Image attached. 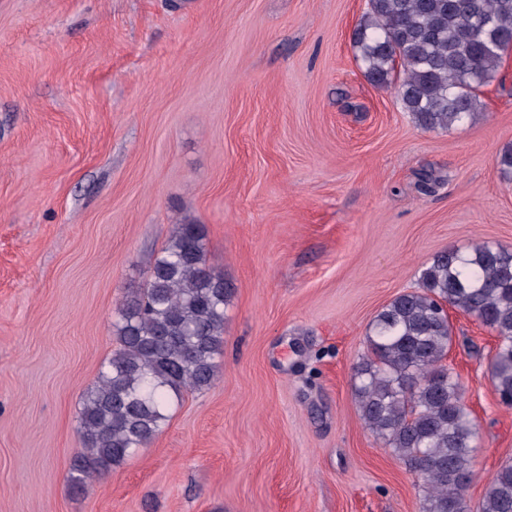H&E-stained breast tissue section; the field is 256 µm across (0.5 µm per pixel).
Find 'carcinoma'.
Instances as JSON below:
<instances>
[{
	"label": "carcinoma",
	"mask_w": 512,
	"mask_h": 512,
	"mask_svg": "<svg viewBox=\"0 0 512 512\" xmlns=\"http://www.w3.org/2000/svg\"><path fill=\"white\" fill-rule=\"evenodd\" d=\"M365 76L398 84L399 100L428 131L471 124L482 88L512 48V0H368L353 32ZM232 285L206 258L205 227L185 220L154 259L143 293L117 308L113 352L79 416L85 451L69 481L87 490L169 420L185 390L210 387L224 346ZM474 316L498 339L490 380L512 405V249L477 242L437 253L419 289L374 318L356 368L365 426L420 481L422 512H467L478 428L461 384L444 365L452 330L444 306ZM480 512H512V464L487 481Z\"/></svg>",
	"instance_id": "cac0c4a2"
}]
</instances>
